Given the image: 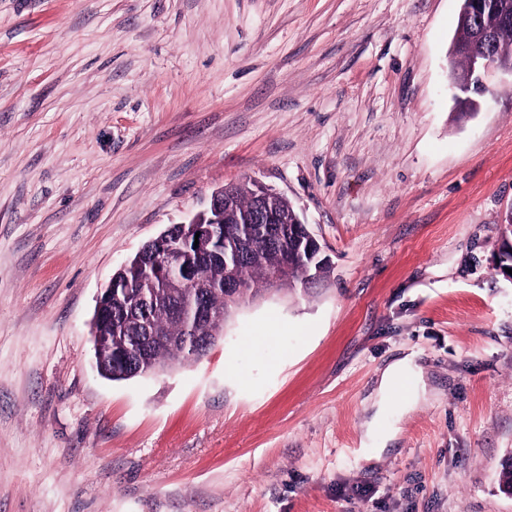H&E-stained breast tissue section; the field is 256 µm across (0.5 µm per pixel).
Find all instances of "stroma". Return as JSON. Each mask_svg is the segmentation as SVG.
Segmentation results:
<instances>
[{
	"instance_id": "stroma-1",
	"label": "stroma",
	"mask_w": 512,
	"mask_h": 512,
	"mask_svg": "<svg viewBox=\"0 0 512 512\" xmlns=\"http://www.w3.org/2000/svg\"><path fill=\"white\" fill-rule=\"evenodd\" d=\"M460 0H0V512H512V77L478 110ZM282 192L315 287L112 382L89 334L139 248L228 183ZM428 393L385 451L381 372ZM408 382L406 391L397 394V383ZM425 397L422 369L407 356L389 365L381 374L376 390L374 406L377 411L372 422L364 432V442L384 448L394 434L393 419L408 412ZM385 431L381 432V427Z\"/></svg>"
}]
</instances>
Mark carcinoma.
Masks as SVG:
<instances>
[{"instance_id":"cac0c4a2","label":"carcinoma","mask_w":512,"mask_h":512,"mask_svg":"<svg viewBox=\"0 0 512 512\" xmlns=\"http://www.w3.org/2000/svg\"><path fill=\"white\" fill-rule=\"evenodd\" d=\"M493 50L512 56V27L499 30ZM149 261L151 253L143 248L113 275L114 280L128 287V294H119L120 301L112 304V311L101 321V344L96 350L101 375L112 381L129 380L166 364L198 359L210 350L203 338L195 335L196 315L181 314L173 308L174 296L187 294V289L166 288L158 278L152 286L142 283L146 277L144 266ZM278 264V250L256 239L251 255L237 263L235 274L253 290L270 283ZM199 270L214 283V290L201 299L200 305L218 331L222 314L231 308L224 298V265L203 261Z\"/></svg>"}]
</instances>
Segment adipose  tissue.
Masks as SVG:
<instances>
[{
    "instance_id": "adipose-tissue-1",
    "label": "adipose tissue",
    "mask_w": 512,
    "mask_h": 512,
    "mask_svg": "<svg viewBox=\"0 0 512 512\" xmlns=\"http://www.w3.org/2000/svg\"><path fill=\"white\" fill-rule=\"evenodd\" d=\"M424 397L423 372L412 357L389 365L379 379L374 399L377 411L364 432L365 442L385 446L394 434V419L408 412Z\"/></svg>"
}]
</instances>
